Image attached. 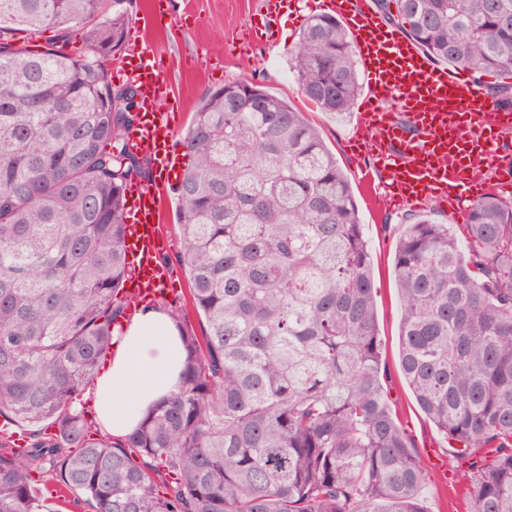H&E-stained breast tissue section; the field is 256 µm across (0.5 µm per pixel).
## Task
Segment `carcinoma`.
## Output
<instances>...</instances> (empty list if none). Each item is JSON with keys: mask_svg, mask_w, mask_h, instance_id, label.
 I'll list each match as a JSON object with an SVG mask.
<instances>
[{"mask_svg": "<svg viewBox=\"0 0 512 512\" xmlns=\"http://www.w3.org/2000/svg\"><path fill=\"white\" fill-rule=\"evenodd\" d=\"M104 2L0 0V417L54 426L22 451L0 435V512H41L45 493L94 512H424L429 469L385 387L348 178L304 113L253 81L206 92L182 139L189 302L157 301L185 350L178 390L120 440L86 418L80 396L135 306L124 194L149 163L127 143L135 89L107 76L124 0ZM375 5L434 59L512 73V0ZM47 28L61 45L13 44ZM288 54L308 100L350 110L361 87L336 16H309ZM488 90L512 108L511 84ZM461 228L464 245L452 224L405 225L399 367L473 470L472 512H512V203L487 194Z\"/></svg>", "mask_w": 512, "mask_h": 512, "instance_id": "cac0c4a2", "label": "carcinoma"}]
</instances>
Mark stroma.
Instances as JSON below:
<instances>
[{"label": "stroma", "mask_w": 512, "mask_h": 512, "mask_svg": "<svg viewBox=\"0 0 512 512\" xmlns=\"http://www.w3.org/2000/svg\"><path fill=\"white\" fill-rule=\"evenodd\" d=\"M175 12L192 10L200 18L194 32H180L169 23L153 18V0H132L128 8L129 27L163 54L171 71L172 122L178 134H185L200 98L224 83L248 79L270 93L288 98L320 130L327 146L350 181L365 226L373 259V278L379 334L384 343L382 361L388 370L386 381L400 421L418 453L426 460L442 459L446 469L432 472L423 489L426 512H471L472 473L455 461L452 450L433 424L421 412L398 369L401 326L400 295L393 276L396 245L408 218L429 215L435 221L451 223L447 212L432 203L405 205L391 210L367 196L357 178L360 168L373 167L372 157L353 154L349 139L357 124V111L342 119L320 112L300 93L288 63V50L296 42L304 19L282 17L273 39L256 38L251 49L237 48L257 0H171Z\"/></svg>", "instance_id": "stroma-1"}]
</instances>
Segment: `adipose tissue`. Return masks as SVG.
Wrapping results in <instances>:
<instances>
[{
    "label": "adipose tissue",
    "instance_id": "1",
    "mask_svg": "<svg viewBox=\"0 0 512 512\" xmlns=\"http://www.w3.org/2000/svg\"><path fill=\"white\" fill-rule=\"evenodd\" d=\"M184 349L168 314L148 307L132 318L93 386L104 430L115 436L132 431L158 400L180 384Z\"/></svg>",
    "mask_w": 512,
    "mask_h": 512
}]
</instances>
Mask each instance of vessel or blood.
<instances>
[{
    "label": "vessel or blood",
    "instance_id": "vessel-or-blood-1",
    "mask_svg": "<svg viewBox=\"0 0 512 512\" xmlns=\"http://www.w3.org/2000/svg\"><path fill=\"white\" fill-rule=\"evenodd\" d=\"M303 6L335 13L352 37L368 93L351 141L358 152L374 158L373 170L362 171L361 180L389 208L431 202L462 223L471 202L512 186L499 161L501 141L512 132V110L496 106L465 70L433 64L386 22L371 0H259L256 14L270 32L288 11ZM122 72L137 90L140 112L128 134L131 150L149 155L158 175L175 174L176 132L165 113L167 72L153 48L141 41L129 43ZM378 172L383 180H375ZM126 211V243L136 258L135 289L160 295L169 270L159 262L158 192L128 186Z\"/></svg>",
    "mask_w": 512,
    "mask_h": 512
}]
</instances>
